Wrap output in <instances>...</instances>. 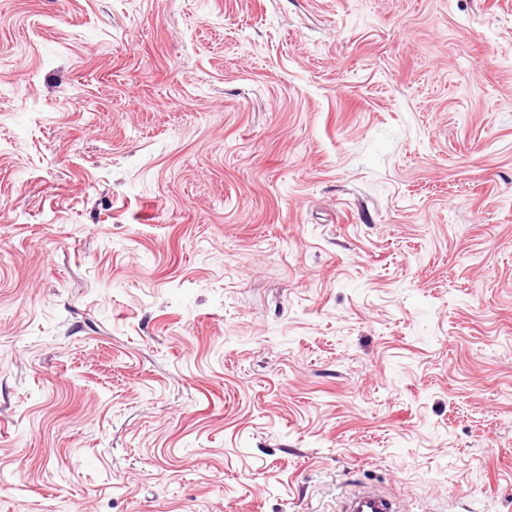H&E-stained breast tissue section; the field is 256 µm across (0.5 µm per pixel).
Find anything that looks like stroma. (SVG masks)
Masks as SVG:
<instances>
[{
    "instance_id": "stroma-1",
    "label": "stroma",
    "mask_w": 512,
    "mask_h": 512,
    "mask_svg": "<svg viewBox=\"0 0 512 512\" xmlns=\"http://www.w3.org/2000/svg\"><path fill=\"white\" fill-rule=\"evenodd\" d=\"M512 512V0H0V512ZM359 503H369L375 510L380 512H402L396 508L395 504L371 490H365L360 494L345 500L341 511L354 512L355 506Z\"/></svg>"
}]
</instances>
